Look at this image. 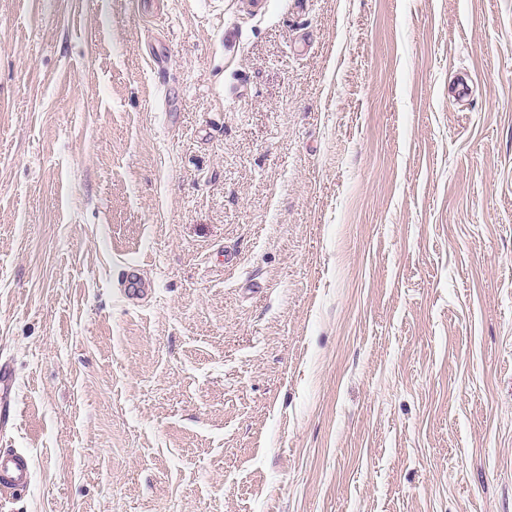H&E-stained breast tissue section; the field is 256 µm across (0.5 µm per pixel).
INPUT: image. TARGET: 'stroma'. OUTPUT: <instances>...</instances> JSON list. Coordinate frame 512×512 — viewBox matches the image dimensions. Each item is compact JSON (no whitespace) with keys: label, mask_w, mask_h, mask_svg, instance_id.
<instances>
[{"label":"stroma","mask_w":512,"mask_h":512,"mask_svg":"<svg viewBox=\"0 0 512 512\" xmlns=\"http://www.w3.org/2000/svg\"><path fill=\"white\" fill-rule=\"evenodd\" d=\"M3 361L0 512H512V0H0ZM148 288L141 277L138 265L133 264L127 267L124 277V294L129 300H141L147 293ZM31 481V462L26 451L0 450V488L12 495L26 490Z\"/></svg>","instance_id":"35a3bbf8"}]
</instances>
